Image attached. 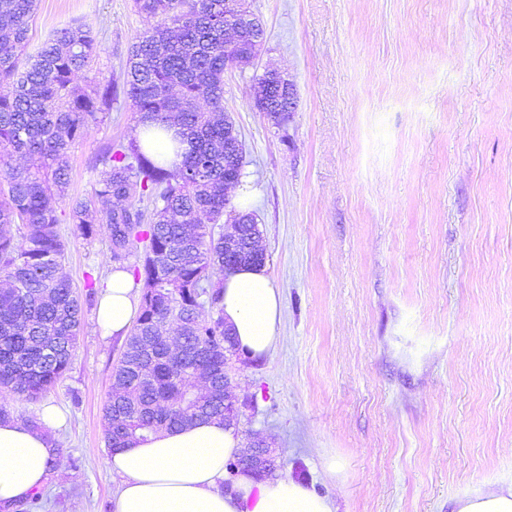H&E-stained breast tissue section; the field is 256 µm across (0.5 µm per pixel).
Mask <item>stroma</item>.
<instances>
[{
	"instance_id": "35a3bbf8",
	"label": "stroma",
	"mask_w": 512,
	"mask_h": 512,
	"mask_svg": "<svg viewBox=\"0 0 512 512\" xmlns=\"http://www.w3.org/2000/svg\"><path fill=\"white\" fill-rule=\"evenodd\" d=\"M265 26L256 65L224 73L268 270L283 294L267 357L237 356L241 445L276 448L338 512H456L512 484V0H249ZM98 30L93 73L119 75L148 23L133 0H38L28 53L72 21ZM282 71L287 120L250 100ZM129 106L68 151V195L91 197L94 164L129 142ZM74 288L113 268L109 236L60 226ZM125 340L95 308L70 364L36 400L0 393L27 424L50 401L63 478L42 512H113L100 460L103 408ZM339 472L330 474L327 461Z\"/></svg>"
}]
</instances>
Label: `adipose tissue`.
I'll use <instances>...</instances> for the list:
<instances>
[{
    "instance_id": "ef3b65f1",
    "label": "adipose tissue",
    "mask_w": 512,
    "mask_h": 512,
    "mask_svg": "<svg viewBox=\"0 0 512 512\" xmlns=\"http://www.w3.org/2000/svg\"><path fill=\"white\" fill-rule=\"evenodd\" d=\"M221 304L240 352L268 355L282 318V292L266 265H242L223 276ZM137 309L132 278L116 269L102 282L98 324L106 332H125ZM44 429L19 420L0 421V504L12 506L43 489L54 477L58 449L46 428L67 419L54 405L42 410ZM241 450L235 428L213 419L152 433L130 447L102 457L103 467L119 477L114 512H337L332 500L290 477L257 479L244 472L226 479L229 460Z\"/></svg>"
}]
</instances>
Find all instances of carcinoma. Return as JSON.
I'll return each instance as SVG.
<instances>
[{
  "label": "carcinoma",
  "instance_id": "1",
  "mask_svg": "<svg viewBox=\"0 0 512 512\" xmlns=\"http://www.w3.org/2000/svg\"><path fill=\"white\" fill-rule=\"evenodd\" d=\"M148 20L159 19L130 48L124 82L93 76L73 89L76 74L102 51L98 32L76 21L34 55L23 57L37 0H0V392L36 398L67 370L100 279L87 275L78 295L59 274L65 253L55 201L68 185L67 153L89 123L129 103L139 121L178 127L170 161L150 152L139 135L108 145L96 162L93 196L68 203L67 219L90 238L104 224L116 263L143 244L129 268L144 282L124 361L114 369L118 389L104 408L105 444L114 452L145 433L224 418V355L238 352L224 335V270L249 262L224 250V220L240 222V248L258 225L249 214L224 210V177L242 176L224 137V25L241 28L258 52L265 31L228 0H135ZM265 87L269 116L288 118L274 79ZM204 100L209 111L197 106ZM19 154L29 164L12 162ZM208 223H202V218ZM181 303L186 319L170 315ZM216 315L205 316V305Z\"/></svg>",
  "mask_w": 512,
  "mask_h": 512
}]
</instances>
